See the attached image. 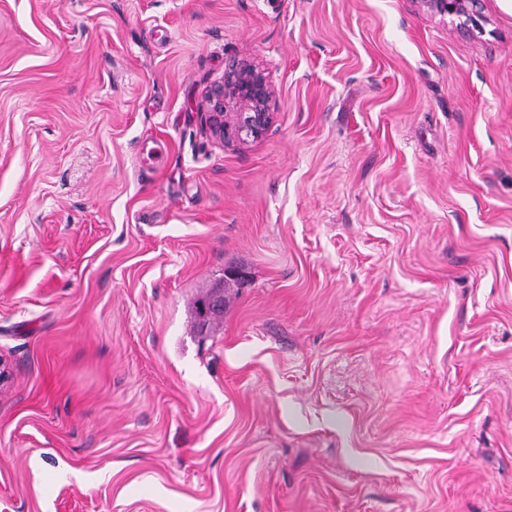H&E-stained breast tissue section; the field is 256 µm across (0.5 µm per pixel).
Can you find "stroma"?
Here are the masks:
<instances>
[{
    "label": "stroma",
    "mask_w": 512,
    "mask_h": 512,
    "mask_svg": "<svg viewBox=\"0 0 512 512\" xmlns=\"http://www.w3.org/2000/svg\"><path fill=\"white\" fill-rule=\"evenodd\" d=\"M481 13L0 0V512H512V13ZM235 59L276 118L228 146ZM206 125L215 136L240 144L261 139L275 120L274 90L259 65L242 59L233 62L224 80L205 96Z\"/></svg>",
    "instance_id": "1"
}]
</instances>
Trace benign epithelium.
I'll list each match as a JSON object with an SVG mask.
<instances>
[{"label":"benign epithelium","mask_w":512,"mask_h":512,"mask_svg":"<svg viewBox=\"0 0 512 512\" xmlns=\"http://www.w3.org/2000/svg\"><path fill=\"white\" fill-rule=\"evenodd\" d=\"M439 15L465 19L476 29L481 0H420ZM206 125L212 134L240 144L262 138L275 120L274 90L259 65L242 59L233 62L224 80L210 87L205 96Z\"/></svg>","instance_id":"obj_1"}]
</instances>
